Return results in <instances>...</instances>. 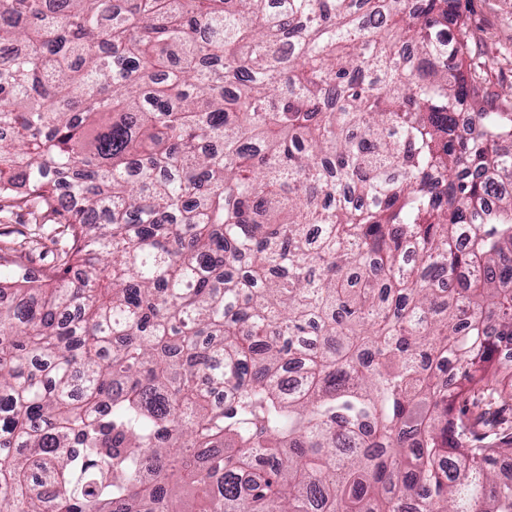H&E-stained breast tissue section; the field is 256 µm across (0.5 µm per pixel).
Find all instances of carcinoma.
<instances>
[{
    "label": "carcinoma",
    "instance_id": "obj_1",
    "mask_svg": "<svg viewBox=\"0 0 512 512\" xmlns=\"http://www.w3.org/2000/svg\"><path fill=\"white\" fill-rule=\"evenodd\" d=\"M468 40L461 0H0V202L69 227L0 269V512H512Z\"/></svg>",
    "mask_w": 512,
    "mask_h": 512
}]
</instances>
